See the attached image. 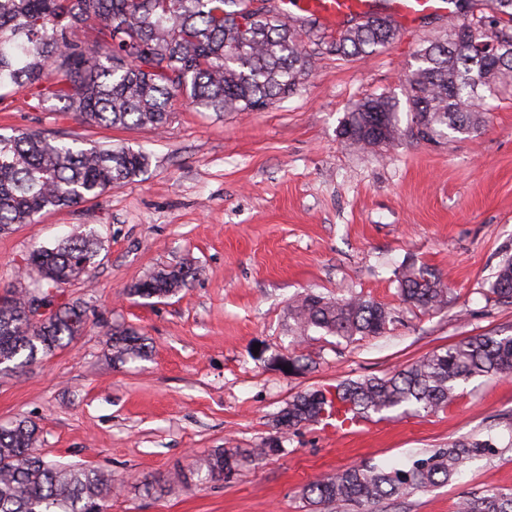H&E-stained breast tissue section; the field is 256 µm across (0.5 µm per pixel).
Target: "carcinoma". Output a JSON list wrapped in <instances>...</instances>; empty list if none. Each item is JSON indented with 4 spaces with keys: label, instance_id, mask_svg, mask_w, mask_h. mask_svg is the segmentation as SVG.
Returning <instances> with one entry per match:
<instances>
[{
    "label": "carcinoma",
    "instance_id": "obj_1",
    "mask_svg": "<svg viewBox=\"0 0 512 512\" xmlns=\"http://www.w3.org/2000/svg\"><path fill=\"white\" fill-rule=\"evenodd\" d=\"M252 0H0V91L37 89L57 99L82 124L162 130L172 107L185 100L206 112H252L295 93L311 73L315 51L366 60L395 39L397 24L373 13L350 19L328 41L317 19L287 16ZM456 20L441 37L423 41L407 75L410 122L400 126L398 103L369 94L345 114L338 137L350 149L395 146L404 138L435 142L448 132H476L483 105L512 90V0H451ZM96 31L88 40L77 36ZM150 166V156L123 145L83 148L41 132L0 134V232L33 224L45 211L96 199ZM100 242L71 237L27 258L31 288L53 305L64 285L85 275ZM191 264L162 268L128 288L142 299L177 294L195 279ZM403 301L421 310L448 304L439 275L411 260L398 272ZM492 293L512 303V258L495 275ZM292 332L313 330L340 338L376 336L389 329L391 312L359 295L331 298L308 292L291 305ZM84 324L81 305L61 303L41 324L29 321L27 291L0 296V371L12 372L69 345ZM118 362L148 357L147 338L131 326L107 331ZM512 373V335L470 336L383 377L341 382L328 396H295L278 424L293 429L343 406L352 416L400 409L435 412L475 378ZM38 429L19 420L0 428V512H108L112 477L96 470L45 461L35 453ZM489 441L456 442L408 468L353 466L309 483L318 504H356L364 512L455 480L472 459L490 452ZM240 464L216 448L197 462L201 481L222 478ZM456 512H512V492L464 496Z\"/></svg>",
    "mask_w": 512,
    "mask_h": 512
}]
</instances>
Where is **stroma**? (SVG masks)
<instances>
[{
  "label": "stroma",
  "mask_w": 512,
  "mask_h": 512,
  "mask_svg": "<svg viewBox=\"0 0 512 512\" xmlns=\"http://www.w3.org/2000/svg\"><path fill=\"white\" fill-rule=\"evenodd\" d=\"M447 27L443 9L400 27L369 59L319 52L304 85L268 108L219 116L179 105L161 133L89 127L27 91L1 100L0 134L121 143L148 152L151 165L100 198L0 233V291L29 287L34 248L91 230L103 241L89 275L59 292L84 307V331L0 374V426L29 421L45 460L110 474L109 512H359L310 504L304 490L353 465L402 468L465 439L494 449L455 481L374 512H454L460 497L512 491V375L472 380L434 414L372 416L355 436L321 421L277 424L298 393L380 377L470 336L512 335V304L490 291L512 257V96L495 102L480 132L436 144L354 152L337 135L373 92L395 97L408 120L415 51ZM409 258L447 282V306L424 312L401 301L395 272ZM184 262L198 269L189 288L127 296ZM310 291L361 295L385 304L393 322L380 336L297 338L288 309ZM115 324L141 330L150 357L114 361L106 332ZM296 356L304 370L279 368ZM264 446L274 454L249 460ZM216 448L247 461L230 478L200 482L195 462Z\"/></svg>",
  "instance_id": "stroma-1"
}]
</instances>
